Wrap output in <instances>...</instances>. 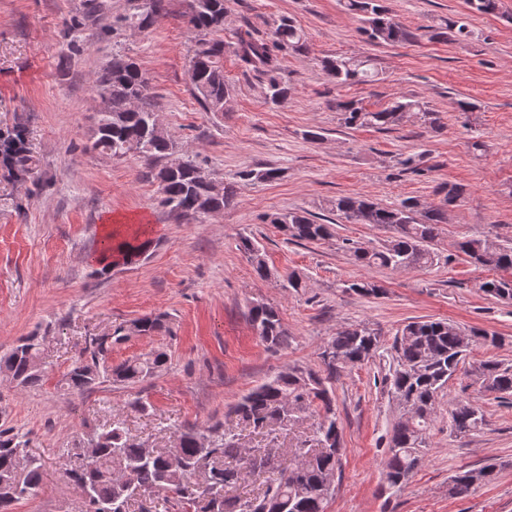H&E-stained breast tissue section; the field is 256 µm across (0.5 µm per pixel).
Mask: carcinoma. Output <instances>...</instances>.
Wrapping results in <instances>:
<instances>
[{
	"label": "carcinoma",
	"instance_id": "1",
	"mask_svg": "<svg viewBox=\"0 0 512 512\" xmlns=\"http://www.w3.org/2000/svg\"><path fill=\"white\" fill-rule=\"evenodd\" d=\"M134 12L121 16L116 24L140 30L149 29L166 12L167 0H134ZM183 19L198 39L186 71L195 98L205 112H224L229 89L224 78L225 0H185ZM346 7L363 17L362 33L372 43H405L413 34L396 22L384 0H346ZM305 48V37L294 21L283 16L272 33L264 38L250 29L236 32L234 52L245 72L265 78V96L280 105L288 100V85L283 81L279 50ZM326 75L336 84H366L379 72L366 60L334 58L323 61ZM102 110L90 149L121 159L140 154L147 162L145 177L157 184L160 203L187 220L202 216L207 205L220 211L233 200L237 183L274 182L281 172L275 167H257L237 173L238 181H216L206 173L163 126L151 102L150 86L136 62L115 54L112 62L93 80ZM343 124L350 128L370 127L387 130L411 114L434 129L438 113L425 102L401 99L380 110H368L359 102L336 105ZM39 158L29 146L26 126L16 122L0 129V177L23 195L30 185H39ZM443 203L426 207L414 197L383 206L364 196H341L331 204L336 215L350 224H373L387 229L391 236L378 248L343 239V247L354 261L368 268L399 269L431 265L437 254L434 242L440 226L447 223V208L465 193L458 184L439 187ZM287 239L319 243L333 237V228L321 224L307 212L288 211L268 217ZM147 243L121 244L117 253L125 263L140 257ZM240 248L249 255L255 272L269 275L264 256L249 237L241 238ZM458 250L471 263L490 270L512 271V244L485 235L466 238ZM363 296H376L382 288L373 281L356 280L344 285ZM481 290L504 302H512V277L493 278ZM250 323L258 338L272 350L289 345L288 330L278 311L258 303L250 309ZM165 328L161 316H145L131 324V333L151 336ZM495 345L497 336L485 330H463L457 324L437 320L410 321L395 337L393 366L386 378L389 392L398 403L410 405L409 415L394 426L388 443L385 478L392 487L405 485L427 447V431L434 421L443 391L463 363L474 343ZM380 336L366 324L346 327L331 337L320 352L321 368L290 367L267 379L236 403L230 413L257 434L270 435L275 427L294 426L308 414H318L319 423L312 435L285 456L278 448H264L259 456L246 458L238 438L217 421L201 429L184 424L174 432L168 448H147L132 438L124 423L96 430L87 439L95 456L87 464L64 471L68 482L83 486L89 494L84 512H129L133 502L155 495L143 512H169L175 502L179 512H326L335 490L334 478L343 456L342 433L336 415L332 383L336 370L362 364L379 349ZM112 337L105 336L85 349L65 375V385L83 392L101 379L135 384L168 367L166 352L150 349L118 364L108 362ZM41 343L36 336L20 341L0 355V374L11 377L19 386L35 387L43 375L31 367L40 357ZM484 388L501 395L512 394V364L487 359L475 368ZM458 434L478 432L484 425L479 408L460 401L450 412ZM267 474L265 490L253 497L233 493L249 472ZM494 468L483 466L458 472L451 480L449 494L459 496L471 488L494 479ZM43 481V464L29 448V440L11 429L0 430V512H14V506L34 494Z\"/></svg>",
	"mask_w": 512,
	"mask_h": 512
}]
</instances>
